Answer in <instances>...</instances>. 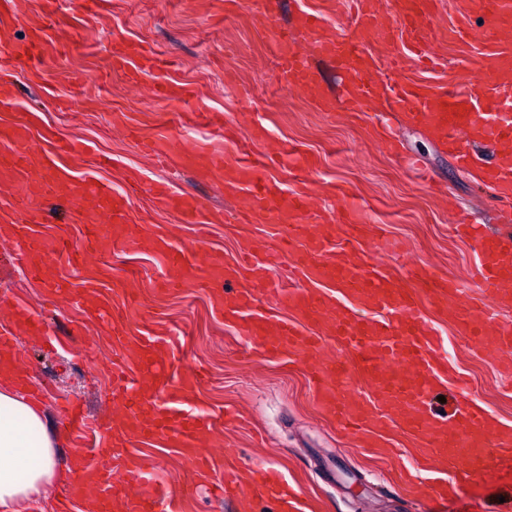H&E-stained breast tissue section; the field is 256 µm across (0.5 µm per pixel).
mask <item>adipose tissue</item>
<instances>
[{
	"label": "adipose tissue",
	"instance_id": "ef3b65f1",
	"mask_svg": "<svg viewBox=\"0 0 512 512\" xmlns=\"http://www.w3.org/2000/svg\"><path fill=\"white\" fill-rule=\"evenodd\" d=\"M26 374H0V512H22L64 477L44 411L17 391Z\"/></svg>",
	"mask_w": 512,
	"mask_h": 512
}]
</instances>
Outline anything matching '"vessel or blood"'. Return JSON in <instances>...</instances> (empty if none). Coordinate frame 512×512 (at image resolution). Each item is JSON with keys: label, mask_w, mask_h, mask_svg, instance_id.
Returning a JSON list of instances; mask_svg holds the SVG:
<instances>
[{"label": "vessel or blood", "mask_w": 512, "mask_h": 512, "mask_svg": "<svg viewBox=\"0 0 512 512\" xmlns=\"http://www.w3.org/2000/svg\"><path fill=\"white\" fill-rule=\"evenodd\" d=\"M494 23L504 49L482 67L483 79L471 93H428L422 87L400 86L387 96L390 110L401 113L408 124L431 129L456 150L462 169L476 172L488 183L500 205L512 210V0H470ZM400 30L406 34L415 55L437 36L435 0H394ZM351 17L353 35L323 29L317 17L301 13L299 22L308 38L307 50L294 49L293 38L284 30L275 36L282 43L278 78L284 85L312 93L319 105L358 108L376 100L379 85L372 79L376 68L368 52L371 43H388L395 32L382 26L371 0H354ZM317 55L334 63L344 79L340 99H332L320 87L321 75L309 62ZM113 63L127 72L131 81L157 68V58L133 45L114 47ZM11 142L0 152V179L12 182L18 205L7 223L16 226L15 261L29 268L48 293L64 296L70 303L100 314L103 302L92 301V293L58 281L49 275V254L70 248L66 237L48 239L36 234L41 221L40 203L67 197L74 182L88 186L97 211L89 217L81 252H101L105 243L128 250L142 248L144 231L130 221V197L113 192L93 174L81 179L64 175L48 156L38 157L26 148V130L15 126L0 133ZM488 143L499 152L498 162L487 168L476 150ZM183 164L198 167L204 176L223 179L224 189L244 194L247 217L253 224H280L284 235L277 246L256 243L238 263L213 269L202 285L214 288L221 281L235 289L224 300V319L238 335L256 342L269 358H294L310 369L318 384L320 408L343 426L357 425L363 438L400 429L410 438L417 455L431 465L454 462L462 479L480 477L504 462L512 461V432H497L493 417L478 401L467 399L451 413L436 412L431 404L438 387L448 381V356L442 339L428 323V312L451 318L460 336L469 344L487 349L503 369L512 368V322L497 319L495 308L512 305V224L495 229L481 224H456L460 237L470 239L474 252L472 278L477 295L462 300L460 290L446 275L413 268L398 278L371 266L355 242L367 236L370 226L362 209L343 202L349 218L342 224H311V200L302 193L284 194L265 179L256 161L237 160L225 164L224 152L208 142L193 145L181 156ZM155 207L180 214L183 223L198 224L206 215L199 200L190 194L156 184ZM153 247L168 265L163 286L181 288L195 276L197 266L183 251L173 248L165 236L153 239ZM287 259L296 288H285L270 279L268 270L279 259ZM426 291L429 307H422L411 282ZM273 296L282 315L261 310L266 296ZM110 329L116 344L125 348L136 366L135 375L124 369L112 373V395L125 407H139L143 417L130 434L97 431L92 461L77 459L74 465L99 492L98 512H183L181 495L160 486L144 461L132 454L131 440L143 443L163 439L190 450L197 470L210 468L200 446L217 429V414L203 415L187 405L186 397L202 378L188 374L159 383L156 369L172 342L154 336H131L122 317L112 318ZM336 344L338 354L321 357L323 344ZM365 380L371 395L355 398L354 377ZM123 458L125 470L114 475L110 462ZM286 481L271 467L257 465L241 472L225 471V494L260 498L276 504L279 512H294L285 493Z\"/></svg>", "instance_id": "vessel-or-blood-1"}]
</instances>
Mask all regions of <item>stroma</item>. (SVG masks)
<instances>
[{"mask_svg":"<svg viewBox=\"0 0 512 512\" xmlns=\"http://www.w3.org/2000/svg\"><path fill=\"white\" fill-rule=\"evenodd\" d=\"M350 11V0H283L275 7L269 0H12L10 18L0 23L5 31L0 50L8 51L37 28L44 62L0 68V82L15 87L12 106L0 108V128L26 125L28 146L53 155L58 166L77 175L93 171L97 154L111 155V167L94 171L95 177L120 193L138 183L131 199L133 223L166 235L187 252L203 253L211 265L235 263L253 242L273 246L282 234L277 224L238 223L243 197L226 194L223 185L175 159L201 137L222 140L225 160L250 155L278 187L309 194L317 223H335L336 191L346 190L379 234L402 244L400 256L374 252L371 263L389 271L414 265L433 269L473 295L472 247L453 236L450 226L461 213L496 227L492 190L461 171L427 129L388 116L385 105L327 112L299 88H284L276 79L272 26L292 29L301 44L304 33L294 27L299 13L319 15L325 28L347 34ZM470 23L476 39L431 41L435 64L429 69L417 65L400 41L373 46L381 90L397 83L434 93L476 89L497 39L479 15H471ZM118 43L143 45L166 61V70L131 82L112 68L111 50ZM163 80L183 86L185 98H155L152 88ZM204 112L223 113L224 127L206 124L200 118ZM62 138L80 144L81 152H56ZM150 140L169 145L171 157L145 150ZM291 150L306 159L305 169L293 167ZM162 180L175 191L198 195L205 213L218 214L206 235L182 223L177 213L153 207L148 190ZM87 216L85 202L52 204L37 229L48 237L66 233L77 244ZM110 250V257L77 266L58 259L54 273L76 288L110 291L113 307L127 308L131 333L179 331L182 345L169 354L168 373L202 370L198 407H228L244 419L241 428L208 442L220 464L204 474L166 440L136 444L149 468L169 484H192L186 512H269V503L257 499L216 496L227 462L242 470L257 463L274 466L317 512H512V468L460 484L452 465L428 467L397 429L361 442L321 413L303 363L268 359L242 340L195 279L165 290L167 268L158 252L129 253L117 244ZM12 251V242L0 241V298L25 304L47 328L43 340L20 331L14 335L15 349L30 370L28 389L62 436L60 459L86 454L76 434L67 433L66 417L77 407L88 421L122 418L111 389L112 370L125 355L114 346L107 325L68 302L52 300L14 264ZM431 324L445 338L455 377L449 397L462 393L478 400L502 427L512 428V377L492 356L465 342L452 323L435 317ZM90 343L97 359L81 354Z\"/></svg>","mask_w":512,"mask_h":512,"instance_id":"obj_1","label":"stroma"}]
</instances>
